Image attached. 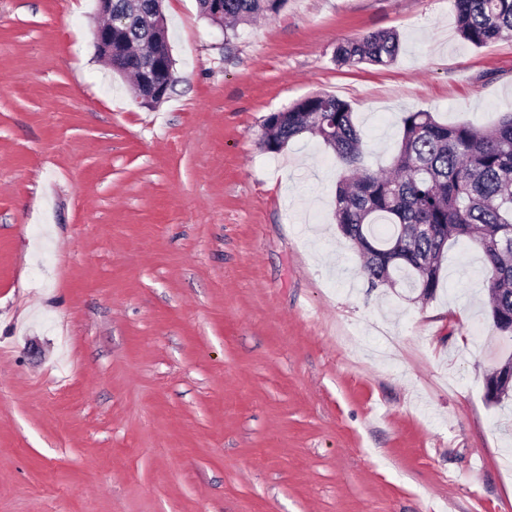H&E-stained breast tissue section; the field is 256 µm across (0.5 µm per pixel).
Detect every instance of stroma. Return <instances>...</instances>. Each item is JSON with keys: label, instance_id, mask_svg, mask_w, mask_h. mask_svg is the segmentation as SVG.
Returning a JSON list of instances; mask_svg holds the SVG:
<instances>
[{"label": "stroma", "instance_id": "stroma-1", "mask_svg": "<svg viewBox=\"0 0 512 512\" xmlns=\"http://www.w3.org/2000/svg\"><path fill=\"white\" fill-rule=\"evenodd\" d=\"M157 106L94 47L96 0H0V512H512V355L459 243L427 302L368 288L333 214L347 174L266 118L351 104L362 165L405 113L512 111V38L452 0H288L210 25L165 0ZM397 31L388 67L338 43ZM457 32L474 47L512 36V0H453Z\"/></svg>", "mask_w": 512, "mask_h": 512}]
</instances>
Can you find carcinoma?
<instances>
[{
	"label": "carcinoma",
	"instance_id": "obj_1",
	"mask_svg": "<svg viewBox=\"0 0 512 512\" xmlns=\"http://www.w3.org/2000/svg\"><path fill=\"white\" fill-rule=\"evenodd\" d=\"M199 0L210 24H246L279 14L288 0ZM457 32L474 47L512 36V0H453ZM112 16L125 21L112 42L117 72L135 73L133 59L153 54L176 80L162 0H112ZM400 51L397 34L372 32L336 47L344 64L388 66ZM261 145L278 153L305 134L315 135L335 159L352 169L336 186L334 216L341 234L364 258L369 287H405L432 298L441 285L444 254L466 241L483 259V288L492 320L512 314V112L488 128L438 123L427 111L409 112L390 171L360 169L362 139L351 105L316 94L271 114ZM428 224L432 231L421 230Z\"/></svg>",
	"mask_w": 512,
	"mask_h": 512
}]
</instances>
